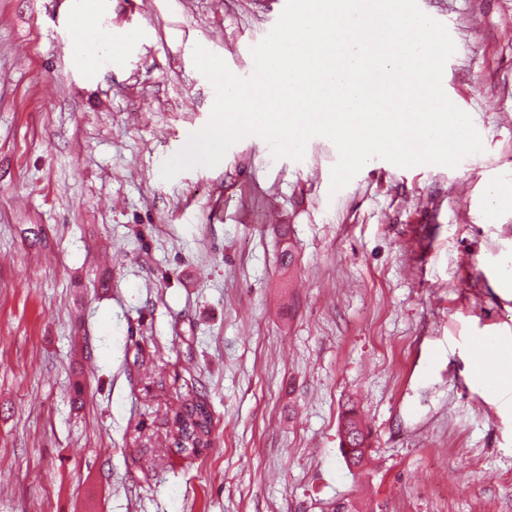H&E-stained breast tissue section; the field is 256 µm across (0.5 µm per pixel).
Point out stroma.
<instances>
[{
	"label": "stroma",
	"instance_id": "1",
	"mask_svg": "<svg viewBox=\"0 0 512 512\" xmlns=\"http://www.w3.org/2000/svg\"><path fill=\"white\" fill-rule=\"evenodd\" d=\"M79 4L0 0V512H512V385H463L470 337L512 365V0H418L483 152L335 193L320 136L160 176L210 119L195 45L240 73L286 0H101L82 31ZM185 395L199 456L172 448ZM211 414L205 402L185 399L174 412V445L178 453L197 456L211 446ZM343 433L346 435V445L351 448L348 452L343 446ZM340 451L351 469V463L357 470H361L369 459V434L365 431L356 407L352 404L346 407L339 422ZM346 450V451H345Z\"/></svg>",
	"mask_w": 512,
	"mask_h": 512
}]
</instances>
